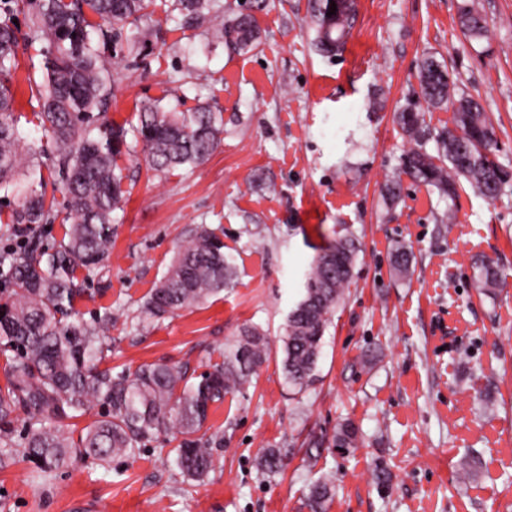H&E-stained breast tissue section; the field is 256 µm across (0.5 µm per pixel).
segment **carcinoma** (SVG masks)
Here are the masks:
<instances>
[{"mask_svg": "<svg viewBox=\"0 0 512 512\" xmlns=\"http://www.w3.org/2000/svg\"><path fill=\"white\" fill-rule=\"evenodd\" d=\"M215 0H0V198L8 201L10 237L27 236L16 248L0 250V352L7 357V385L0 389V437L9 441L13 414L21 407L28 420L20 448H0V468L17 457L48 478L82 457L110 464L130 457L168 429L182 436L171 449L188 481L205 479L215 466L217 436L201 433L209 408L250 383L271 352L265 332L244 328L222 361L199 376L171 363L145 365L133 373L112 374L98 364L109 350L105 336L115 318L108 309L93 323L74 321L71 310L80 295L76 271L91 274L112 249L113 213L125 190L118 159L128 153V139L142 146L146 165L158 172L194 168L215 149L223 131L222 113L208 104L183 112L162 100L141 104L137 123L126 127L103 119L112 99L111 68L138 47L140 24L155 4L166 16L176 14L185 28L202 29L208 45L232 53L259 45L256 13L267 0H243L224 16ZM336 13L327 15L331 4ZM354 0H308L315 31L313 46L333 55L348 35ZM28 15L26 29L15 23ZM458 22L471 39L485 36L486 25L472 0H463ZM40 45L42 64L36 83L33 120L46 143L22 153V133L11 91L19 44ZM420 96L394 113V122L411 146L401 156V170L412 181L454 199L459 180L493 199L509 181L494 159L498 138L482 103L461 92L448 65L431 54L419 64ZM453 109V127L436 130L426 110ZM435 144V152L428 150ZM62 199L47 197L42 158ZM385 205L402 197V184L388 179L381 186ZM63 238L41 245L37 229L56 220ZM359 243L343 236L319 254L306 276L304 295L289 312L283 338V371L290 387L301 392L316 376L323 336L352 277ZM233 258L224 252L216 230L199 224L182 241L158 284L143 303L146 314L162 318L198 306L232 286ZM476 283L495 288V262L478 265ZM99 408L97 418L78 439L65 435L60 422ZM336 444L357 447V431L344 425ZM266 476L283 468L278 448L263 449L257 461ZM332 479L309 488L310 512H325L332 500Z\"/></svg>", "mask_w": 512, "mask_h": 512, "instance_id": "carcinoma-1", "label": "carcinoma"}]
</instances>
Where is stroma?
Here are the masks:
<instances>
[{
  "mask_svg": "<svg viewBox=\"0 0 512 512\" xmlns=\"http://www.w3.org/2000/svg\"><path fill=\"white\" fill-rule=\"evenodd\" d=\"M460 0H357L340 52L316 53L307 0H270L257 49L206 50L201 30L155 11L134 67L119 69L109 120L135 118L144 101L188 110L207 103L224 119L203 164L162 174L141 153L123 156L128 199L113 214L112 254L78 271L74 311L116 323L103 367L121 372L171 362L203 373L242 328L261 327L269 360L242 391L213 404L207 425L224 441L203 482L187 483L156 449L103 466L77 459L54 479L21 462L0 470V512H309L321 477L336 494L327 512H512V183L493 200L461 184L454 200L404 180L386 210L379 190L399 175L409 144L393 114L419 91L418 64L435 55L490 113L498 162L512 171V0H475L487 34L457 25ZM34 50L18 53L15 109L26 142L37 88ZM223 231L238 277L205 303L155 319L143 301L188 231ZM354 233L353 279L324 336L316 379L292 390L282 338L312 260ZM411 252L409 276L393 268ZM493 258L504 287L478 293L477 263ZM358 447L339 449L340 425ZM319 444L317 462L306 446ZM284 454L281 474L255 467L262 449ZM474 459L461 474L463 456ZM390 474L388 486L374 479Z\"/></svg>",
  "mask_w": 512,
  "mask_h": 512,
  "instance_id": "obj_1",
  "label": "stroma"
}]
</instances>
